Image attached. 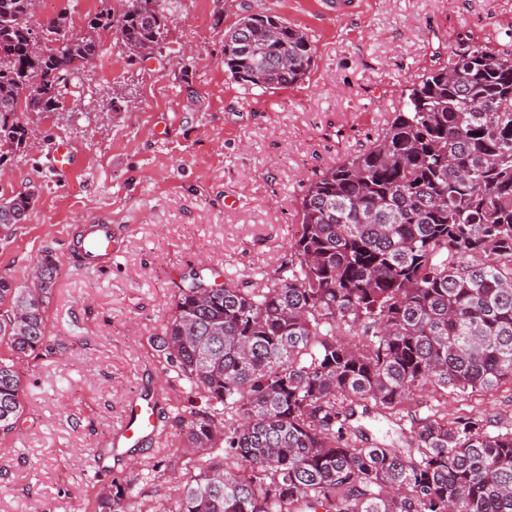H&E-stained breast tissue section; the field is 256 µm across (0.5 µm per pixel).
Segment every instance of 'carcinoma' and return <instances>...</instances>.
<instances>
[{"label": "carcinoma", "instance_id": "obj_1", "mask_svg": "<svg viewBox=\"0 0 512 512\" xmlns=\"http://www.w3.org/2000/svg\"><path fill=\"white\" fill-rule=\"evenodd\" d=\"M34 0H0V147L27 142L23 115L54 112L115 31L131 54L161 50L159 0L99 10L83 34L62 9L34 26ZM303 30L251 14L224 34V67L262 90L304 82ZM34 194L0 197V235ZM59 271L0 273V434L23 414L15 360L45 348ZM362 329L360 348L338 340ZM205 399L184 447L210 455L175 512H512V430L431 415L406 448L351 436L355 407L392 415L420 391L512 384V53L474 42L422 73L370 146L328 167L301 200V233L263 288L177 284L154 340ZM113 484L94 512H127Z\"/></svg>", "mask_w": 512, "mask_h": 512}]
</instances>
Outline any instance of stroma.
<instances>
[{"label": "stroma", "instance_id": "stroma-1", "mask_svg": "<svg viewBox=\"0 0 512 512\" xmlns=\"http://www.w3.org/2000/svg\"><path fill=\"white\" fill-rule=\"evenodd\" d=\"M164 2L161 55L141 60L103 33L102 53L60 108L31 115L26 147L0 160V196L35 194L26 220L0 239V273L26 283L41 250L60 258L50 349L16 362L24 415L0 436V512H91L113 480L131 512H171L195 474L188 449L145 443L118 463L110 448L136 396L160 395L167 431L179 438L204 405L153 347L181 276L263 287L299 230L308 185L370 144L410 80L457 44L512 50V0H358L340 17L322 13L321 0ZM257 13L314 41L303 83L265 92L226 72L225 31ZM63 141L80 157L71 174L54 166ZM98 220L117 225L119 238L111 266L90 269L71 242ZM440 413L512 428V386L472 397L425 392L361 426L373 439L409 436L418 419Z\"/></svg>", "mask_w": 512, "mask_h": 512}]
</instances>
